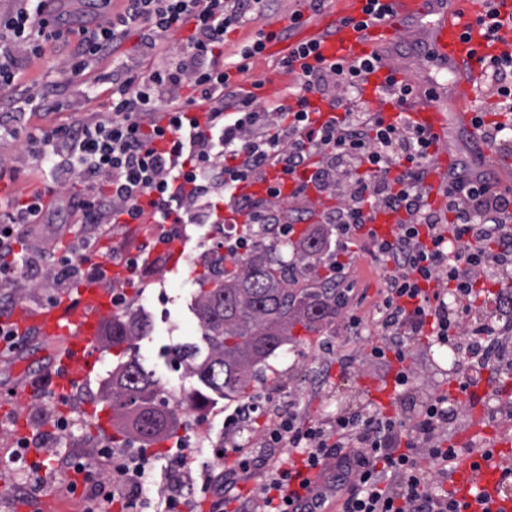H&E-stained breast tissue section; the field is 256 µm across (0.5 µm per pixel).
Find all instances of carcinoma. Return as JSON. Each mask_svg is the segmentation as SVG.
<instances>
[{"instance_id":"cac0c4a2","label":"carcinoma","mask_w":512,"mask_h":512,"mask_svg":"<svg viewBox=\"0 0 512 512\" xmlns=\"http://www.w3.org/2000/svg\"><path fill=\"white\" fill-rule=\"evenodd\" d=\"M255 243L245 259L227 260L219 251L203 261L197 277V317L210 350L197 360L195 348L180 346L174 359L183 371L215 390L246 396L248 389L266 383L267 360L290 342L300 326L316 332L336 321V306L343 301L336 284L320 277L324 265L321 239L303 238L291 259L281 243L262 229L253 231ZM147 332V323L134 310L112 316L106 347L121 346ZM153 376L136 360L112 371L103 400L112 409V423L133 442H152L176 425L173 411L157 399Z\"/></svg>"}]
</instances>
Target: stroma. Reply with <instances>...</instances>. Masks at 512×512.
Returning a JSON list of instances; mask_svg holds the SVG:
<instances>
[{
	"mask_svg": "<svg viewBox=\"0 0 512 512\" xmlns=\"http://www.w3.org/2000/svg\"><path fill=\"white\" fill-rule=\"evenodd\" d=\"M305 8L304 0H280L276 13L229 33L224 42L225 57H232L258 30L280 29L285 14ZM44 51L42 60L23 64L20 69L19 83L27 94L55 89L69 115L106 111V93L84 100L79 79L73 78L59 60L58 47L49 44ZM0 157L21 169L17 180H0V197L23 200L30 196L31 186L49 187V173L21 153L12 139L0 141ZM209 230L206 224L178 225L177 231L184 243L183 259L165 262L148 280L130 288L129 306L139 310L147 320L146 336L134 341L128 349L96 346L92 371L86 378L73 382L63 397L51 393L33 401L20 396L21 391L32 385L35 375L58 374L64 354L61 341L40 334L29 337L25 348L18 351L0 350V488L6 490L5 495H0V512H84V495L72 494L66 489L71 479L69 473L60 471L52 479L36 483L31 473L19 470L14 463V443L17 437L27 435L40 422L42 413L52 412L70 417L72 426L49 448L50 459L93 458L100 440L117 433L111 423L112 411L101 397L102 389L113 368L132 357L153 373L160 389L176 392L177 399L171 404L179 413L175 431L186 440L189 461L181 489L184 498L191 501L194 512H210V501L201 494L202 481L210 476L216 484H223L224 471L232 467L237 452L258 455L274 463L287 462V449L263 447L262 438L269 420L289 403H299L307 416L318 417L355 410L372 401L369 383L386 379L387 367L379 363H358L344 374L336 365L337 356L359 355L363 348L379 340L377 308L384 267L381 260L362 249L348 259L343 282L348 307L356 309L362 319L361 334L344 336L335 326L313 334L296 329V342L269 359L265 367L268 381L253 397L255 410L243 427L232 430L224 427V414L238 406V398L212 392L203 406L208 413L207 434L198 437L195 423L186 416L185 409L188 394L199 390L201 384L177 367L171 352L187 343L195 344L203 352L208 349L193 307L197 291L194 273L201 270L203 256L214 247ZM145 238V229L140 224L125 225L115 233L105 229L93 233L85 225L76 224L70 233L38 240L33 251L60 256L80 239L92 242L97 259L108 260L120 248H135ZM410 353L415 357L414 370L420 392H455L456 374L451 370L453 354L448 348L436 346L426 350L414 344ZM220 448L227 451L221 460L215 455ZM18 484L30 487L28 497L10 494V487Z\"/></svg>",
	"mask_w": 512,
	"mask_h": 512,
	"instance_id": "1",
	"label": "stroma"
}]
</instances>
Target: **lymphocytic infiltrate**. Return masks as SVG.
I'll return each mask as SVG.
<instances>
[{"mask_svg":"<svg viewBox=\"0 0 512 512\" xmlns=\"http://www.w3.org/2000/svg\"><path fill=\"white\" fill-rule=\"evenodd\" d=\"M122 2L120 11L94 29H80L66 56L77 78L96 59L111 56L107 111L27 131L18 148L48 166L55 182L75 178L83 184L81 195L59 198L79 223L137 224L148 212L156 232L139 250L121 251L125 284H115L105 264L85 254L76 262L65 256L52 260L56 282L79 276L108 285L112 307L119 310L128 285L163 261L157 247L174 240L170 225L216 224L226 210L244 215V223L234 224L220 243L225 255L241 258L253 245L254 225H265L273 239L292 244L297 225L308 223L325 242L330 278L342 279L343 258L358 246L370 247L382 261L380 340L367 358L396 362V396L415 390L409 343L420 338L466 357L459 392L512 370V352L493 364L484 351L483 337L501 333L495 320H466L486 281L494 284L495 298L512 305V193L501 190L494 176L462 163L444 207L433 209L424 181L435 141L406 120L388 123L370 109L364 87L377 69L375 57L329 61L317 44H298L279 61L293 77L288 95L270 101L258 94L261 81L246 88L239 78L268 42L292 37L304 23L303 12L289 13L281 30L258 32L229 63L226 33L275 11L279 0ZM41 3L18 0L12 12L0 16V39L7 41L0 50L4 98L19 93L17 50L37 60L47 44L60 39ZM186 22L190 35L178 37ZM134 31L143 54L154 59L149 67L129 65L116 53ZM481 63L483 88L494 101L477 109L475 121L496 150L512 154V51L484 56ZM319 100L333 110L322 123L311 118ZM270 170L275 177L265 195L238 193L241 182ZM314 197L321 207L305 208ZM381 209L405 215L385 240L364 231ZM49 218L40 196L23 203L0 198L1 289L37 275L36 256L18 260L17 249L39 239ZM456 419L444 392L425 396L408 414L375 407L306 418L288 409L268 426L264 441L270 448L295 449L301 468H272L239 453L212 512H225L239 477L252 475L259 478L253 512H290V482L332 459L348 477L342 512H462L443 484L461 456L484 458L489 450L481 442L464 449L450 444L447 431ZM70 426V419L59 415L48 427L19 438L16 461L34 474L45 470V449ZM97 455L110 459L108 474L90 462H65L74 475L68 490L88 488L86 512H112L118 503L140 512L152 473L150 446L115 451L104 446Z\"/></svg>","mask_w":512,"mask_h":512,"instance_id":"1","label":"lymphocytic infiltrate"}]
</instances>
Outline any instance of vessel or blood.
<instances>
[{
    "instance_id": "obj_1",
    "label": "vessel or blood",
    "mask_w": 512,
    "mask_h": 512,
    "mask_svg": "<svg viewBox=\"0 0 512 512\" xmlns=\"http://www.w3.org/2000/svg\"><path fill=\"white\" fill-rule=\"evenodd\" d=\"M388 10L383 18L372 22L363 30L353 23L362 19L366 0H339L337 11L315 18L297 32L295 42L318 43L327 59L354 60L376 52L378 47L401 37L405 22L415 24L425 44L421 70L415 80L420 104L411 106L407 116L411 123L423 128L437 140L438 161L428 172L425 183L430 200L445 203L444 193L451 184V170L444 161L452 156L450 142L455 131L466 132L472 140L480 141L485 157L502 172L512 171V157L496 151L489 143L481 142L472 125L475 103L480 95V56L489 48L475 24L480 12L475 0H380ZM447 69L456 77L458 96L447 100L431 76L433 69ZM404 215L400 212H378L368 229L377 237H391ZM77 301H62L37 316L15 312L12 319L17 325L38 326L42 333L64 339L68 348L62 360V385L85 378L93 368L91 349L95 343L100 317L110 311L108 295L94 285L78 288ZM512 449V439L496 440L490 459L473 465L470 458H462L450 477V488L461 502H473L474 491L483 492L489 499L491 512H512V498L498 496L500 465L504 452ZM310 487L300 490L291 483V491L299 492L297 502L303 512H327L328 500L342 502L343 497L331 488L324 469L308 471Z\"/></svg>"
}]
</instances>
